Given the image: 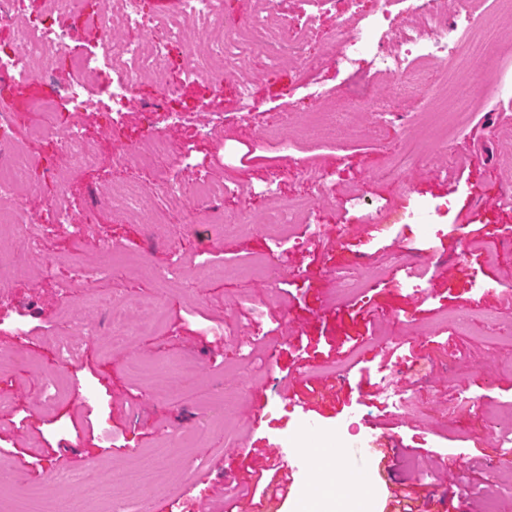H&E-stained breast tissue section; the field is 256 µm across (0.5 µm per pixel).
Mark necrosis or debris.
<instances>
[{"instance_id":"necrosis-or-debris-1","label":"necrosis or debris","mask_w":512,"mask_h":512,"mask_svg":"<svg viewBox=\"0 0 512 512\" xmlns=\"http://www.w3.org/2000/svg\"><path fill=\"white\" fill-rule=\"evenodd\" d=\"M396 0H376L374 11L360 15L355 31L342 37L343 53L338 63L352 69L364 58L375 70L388 73L392 91L404 96L447 99L453 87L431 83L427 74L444 64L453 44L450 33L460 31L466 37V72L483 70L484 40L495 13H512V0H410L401 11H394ZM260 14L257 24L238 28L231 39H224L222 0H178L174 9L161 16L147 15L141 0H105L97 15L101 35L100 52L82 60L83 80L64 85L61 96L78 109L93 106L96 111L118 116L137 96L136 81L155 79L158 96L167 99L176 91L168 77V44L176 41L187 50L190 75L209 79L214 94H221L225 76L237 81L238 94L247 97L248 70L254 58L264 57L275 65L281 56L304 62L309 45V29L289 24L279 12L276 0H254ZM79 0H45L41 14L28 16L26 0H0V24L10 26L13 43L0 48V77L19 72L33 78H45L48 65L67 52L76 38L69 23ZM112 74L111 82L95 101H88V87L99 71ZM15 114L11 105L0 101V244L10 242L34 246L40 232L37 215L15 193L16 186L29 183L30 153L14 150L8 132ZM43 138L51 140L62 162L70 168L90 169L97 165L98 154L79 126L58 127L46 124ZM238 185L205 182L197 197L208 204L201 210L202 221L219 225L225 235L245 233L241 221L230 219L211 203L236 196ZM110 338L113 345L127 344L130 335H153L166 312L160 302H144L146 318L131 321L127 298H108ZM152 492L156 474L146 467L132 466L115 474L112 470L90 466L88 472L56 471L54 483L76 486L81 491L102 490L115 478Z\"/></svg>"}]
</instances>
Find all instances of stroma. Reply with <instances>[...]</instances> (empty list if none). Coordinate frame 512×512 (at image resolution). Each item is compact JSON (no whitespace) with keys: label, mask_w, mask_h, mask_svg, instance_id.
I'll list each match as a JSON object with an SVG mask.
<instances>
[{"label":"stroma","mask_w":512,"mask_h":512,"mask_svg":"<svg viewBox=\"0 0 512 512\" xmlns=\"http://www.w3.org/2000/svg\"><path fill=\"white\" fill-rule=\"evenodd\" d=\"M278 2L288 22L313 23L312 59L304 73L285 59L272 69L256 66V109L246 119L235 114V79L225 78L221 96H214L205 82L185 74L179 43L168 47L176 94L155 105L156 85L141 82L136 100L116 119L64 105L56 80L19 74L0 80V94L10 97L18 114L11 140L33 159L28 202L45 227L37 251L56 262L48 279L19 253L0 258V275L14 295L13 303L0 305V318L7 324L26 314L30 329L26 335L0 329V391L13 397L0 415V457L22 476L8 491L24 496L46 483L51 467H119L145 449L201 431L205 437L194 448L174 450L161 462L176 491L154 497L157 512H304L307 500L323 491L328 472L300 471L289 493L270 502L253 492L257 477L271 473L269 445L301 434L311 420L342 432L353 419L362 434L391 443L389 466L371 455L356 462L331 441L303 443L314 462L338 457L344 467L358 468L360 487L345 493V500L365 501L367 512H388L389 490L401 482L417 486L421 512H485L489 506L512 512V462L490 471L483 457L499 428L512 427V345L439 322L441 310H463L476 299L512 318V252L495 259L480 251L460 255L469 237L494 247L512 240V206L486 202L496 193L512 195V181L499 168L501 155L512 152V140L501 135L512 127V99L498 97L493 88L497 74L512 73V17L501 22L504 38L485 74L467 80L475 106L444 139L420 133L430 99L392 95L390 78L375 74L368 62L338 68L339 43L331 37L338 11L353 17L371 10L374 0H337L332 7L320 0ZM71 23L87 35L54 60V69L66 73L71 57L98 49L95 0H84ZM174 112L192 113L193 119L173 126ZM49 121L80 122L100 151L96 168L65 174L73 215L95 213L94 224L76 241L54 228L55 190L47 173L60 162L55 146L35 136ZM273 130L294 139L291 160L281 161L272 149ZM156 135L191 144L193 162L145 151L125 167L113 166L112 151L133 149ZM203 171L242 186L239 196L218 206L247 219L249 233L224 238L215 225L194 222L188 208L170 205L168 186L191 193ZM312 171L328 173L327 183H312ZM130 180L146 189L160 234L104 205L110 184ZM350 191L373 205L368 221L345 214ZM309 197L317 200L319 233L298 224L292 239L274 245L262 223L266 210ZM427 204L445 205L446 211L443 234L425 244L403 218ZM108 242L132 260L131 268L111 267L103 249ZM399 256L428 281L426 294L402 288ZM205 260L239 275L207 281L190 274ZM370 266L377 273L363 292L338 284L339 272L361 276ZM98 268L104 275L95 284L97 295L160 301L166 322L154 335L114 348L104 344L107 309L93 311L87 325L95 334L68 378L87 387L95 405L87 407L73 394L46 410L41 386L56 367L45 330L68 326L64 305L77 311L83 304L74 279ZM480 277L493 290L475 291ZM253 304L268 308L263 326L250 319ZM134 361L148 367L152 380H133L128 366ZM403 361L427 367L407 386L414 405L406 427L375 393L383 375ZM303 364L310 374L301 378ZM419 448L424 457H416ZM447 456L458 458L456 468L441 469ZM201 472L210 473V481L190 487L185 474ZM228 475L238 495H227ZM53 495L79 503L80 512H107L111 498L137 501L141 491L117 486L110 497L98 498L57 486Z\"/></svg>","instance_id":"1"}]
</instances>
